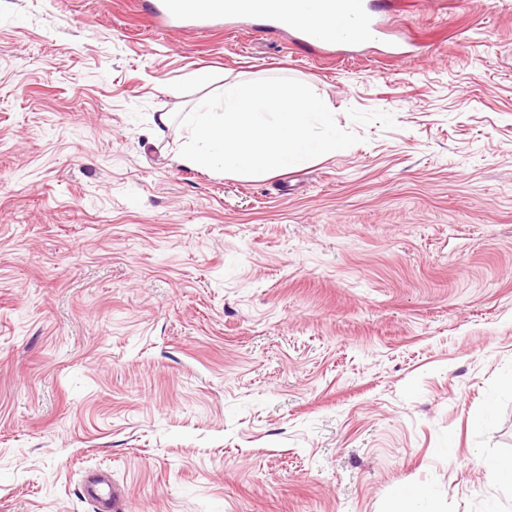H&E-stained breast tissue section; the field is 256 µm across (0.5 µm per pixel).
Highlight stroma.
Returning <instances> with one entry per match:
<instances>
[{
    "label": "stroma",
    "mask_w": 512,
    "mask_h": 512,
    "mask_svg": "<svg viewBox=\"0 0 512 512\" xmlns=\"http://www.w3.org/2000/svg\"><path fill=\"white\" fill-rule=\"evenodd\" d=\"M384 2L412 56L0 0V512H95L94 469L128 512H512V0ZM257 76L360 142L224 178L154 133ZM432 492L420 487L413 491L407 498H401L392 512H435Z\"/></svg>",
    "instance_id": "stroma-1"
}]
</instances>
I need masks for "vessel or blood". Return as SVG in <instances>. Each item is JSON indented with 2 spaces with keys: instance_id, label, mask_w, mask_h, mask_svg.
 Segmentation results:
<instances>
[{
  "instance_id": "1",
  "label": "vessel or blood",
  "mask_w": 512,
  "mask_h": 512,
  "mask_svg": "<svg viewBox=\"0 0 512 512\" xmlns=\"http://www.w3.org/2000/svg\"><path fill=\"white\" fill-rule=\"evenodd\" d=\"M158 25L207 29L224 22L245 19L258 26L288 34L313 49L354 48L361 44L389 43L393 32L376 0H149ZM308 14L333 18L334 25L322 30L304 23ZM85 496L97 502L101 512H122L108 476L90 474L83 486Z\"/></svg>"
}]
</instances>
